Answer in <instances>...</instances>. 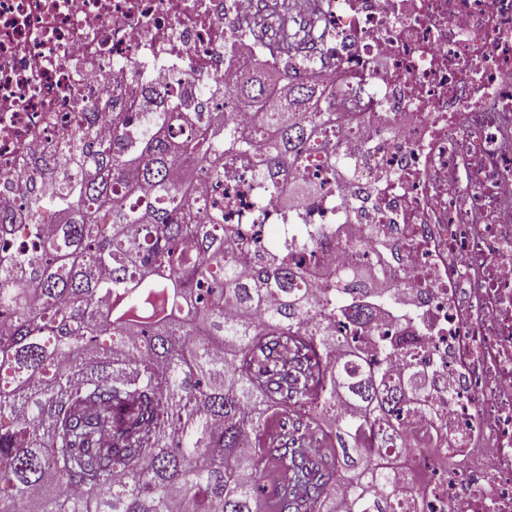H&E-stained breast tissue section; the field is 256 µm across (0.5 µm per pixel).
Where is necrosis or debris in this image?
Listing matches in <instances>:
<instances>
[{"label": "necrosis or debris", "mask_w": 512, "mask_h": 512, "mask_svg": "<svg viewBox=\"0 0 512 512\" xmlns=\"http://www.w3.org/2000/svg\"><path fill=\"white\" fill-rule=\"evenodd\" d=\"M319 26L279 49L258 35L263 0H0V223L33 250L32 196L53 198L70 148L141 139L160 113L204 100L248 127L233 82L256 60L340 103L348 158L301 211L336 240L312 264L329 286L363 268L404 314L376 310L365 357L406 348L426 375L389 458L409 512H512V0H318ZM248 250L281 223L256 207L251 170L224 178Z\"/></svg>", "instance_id": "1"}]
</instances>
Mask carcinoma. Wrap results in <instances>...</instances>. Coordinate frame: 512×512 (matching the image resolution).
<instances>
[{"instance_id": "carcinoma-1", "label": "carcinoma", "mask_w": 512, "mask_h": 512, "mask_svg": "<svg viewBox=\"0 0 512 512\" xmlns=\"http://www.w3.org/2000/svg\"><path fill=\"white\" fill-rule=\"evenodd\" d=\"M276 85L239 78L235 97L259 107ZM335 110L293 77L251 132L205 113L177 145L159 132L134 155L74 150L75 172L56 176L63 224L32 199L36 251L0 256V512H259L271 461L275 512H402L376 454L418 372L393 381L354 345L382 303L360 271L314 291L308 264L334 226L285 224L260 254L239 252L224 199L191 196L171 169L179 150L222 186L224 165L246 159L255 205L286 184L295 213L324 191L306 171L343 166ZM288 405L307 411L261 434ZM322 441L333 451L319 457Z\"/></svg>"}]
</instances>
